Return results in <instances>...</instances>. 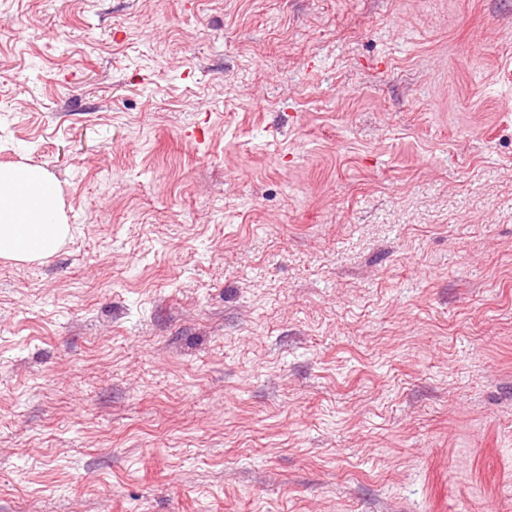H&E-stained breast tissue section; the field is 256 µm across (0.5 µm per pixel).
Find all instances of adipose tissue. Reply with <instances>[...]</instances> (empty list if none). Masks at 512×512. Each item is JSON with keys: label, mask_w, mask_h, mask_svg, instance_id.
<instances>
[{"label": "adipose tissue", "mask_w": 512, "mask_h": 512, "mask_svg": "<svg viewBox=\"0 0 512 512\" xmlns=\"http://www.w3.org/2000/svg\"><path fill=\"white\" fill-rule=\"evenodd\" d=\"M60 191L38 166L0 167V257L28 261L55 251L69 234Z\"/></svg>", "instance_id": "obj_1"}]
</instances>
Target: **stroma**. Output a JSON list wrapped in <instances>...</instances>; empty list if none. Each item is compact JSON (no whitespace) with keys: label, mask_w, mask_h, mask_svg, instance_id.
I'll list each match as a JSON object with an SVG mask.
<instances>
[{"label":"stroma","mask_w":512,"mask_h":512,"mask_svg":"<svg viewBox=\"0 0 512 512\" xmlns=\"http://www.w3.org/2000/svg\"><path fill=\"white\" fill-rule=\"evenodd\" d=\"M0 512H512V0H0ZM59 197V187L45 169L0 167V257L39 259L62 244L70 226L61 212Z\"/></svg>","instance_id":"obj_1"}]
</instances>
